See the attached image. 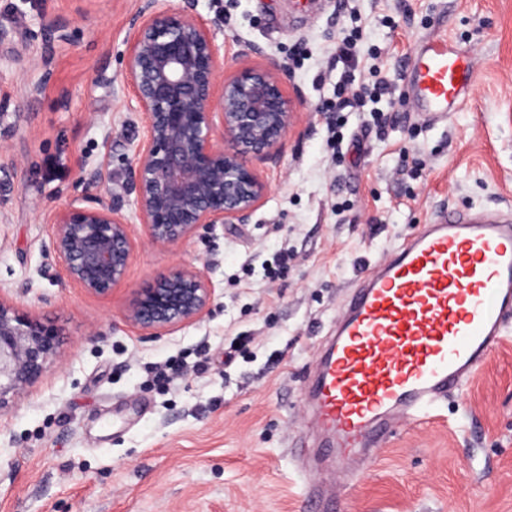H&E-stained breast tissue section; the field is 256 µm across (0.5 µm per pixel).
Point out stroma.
I'll return each instance as SVG.
<instances>
[{"label":"stroma","instance_id":"stroma-1","mask_svg":"<svg viewBox=\"0 0 512 512\" xmlns=\"http://www.w3.org/2000/svg\"><path fill=\"white\" fill-rule=\"evenodd\" d=\"M70 23L39 100L43 3ZM220 19L224 71L270 63L295 103L278 152L255 156L268 191L246 223L153 245L129 185L145 140L124 79L140 0H0L25 58H0V301L51 327L57 352L0 408V512H317L305 464L320 453L303 399L319 340L357 279L444 208L512 210V0H166ZM363 30L356 85L404 73L421 39L447 37L476 65L457 112L429 125L405 81L326 129L342 29ZM256 47L243 57L242 44ZM24 111H17V104ZM112 195L130 263L109 295L69 281L54 217ZM294 259L276 280L262 262ZM178 267L213 296L195 323L158 336L129 325L138 288ZM249 352L224 364L225 341ZM203 366L166 383L148 368ZM332 512H512V332L466 391L399 423Z\"/></svg>","mask_w":512,"mask_h":512}]
</instances>
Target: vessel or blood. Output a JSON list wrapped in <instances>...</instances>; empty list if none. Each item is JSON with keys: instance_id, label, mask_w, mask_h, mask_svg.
I'll list each match as a JSON object with an SVG mask.
<instances>
[{"instance_id": "obj_1", "label": "vessel or blood", "mask_w": 512, "mask_h": 512, "mask_svg": "<svg viewBox=\"0 0 512 512\" xmlns=\"http://www.w3.org/2000/svg\"><path fill=\"white\" fill-rule=\"evenodd\" d=\"M475 70L447 40L422 42L406 80L418 110L460 108ZM512 324V220L452 213L422 227L358 280L306 388L338 472L396 424L463 389Z\"/></svg>"}]
</instances>
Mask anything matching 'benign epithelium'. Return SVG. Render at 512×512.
<instances>
[{
  "label": "benign epithelium",
  "mask_w": 512,
  "mask_h": 512,
  "mask_svg": "<svg viewBox=\"0 0 512 512\" xmlns=\"http://www.w3.org/2000/svg\"><path fill=\"white\" fill-rule=\"evenodd\" d=\"M212 26L193 10L165 7L162 0H143L131 21L125 80L146 126L131 182L142 224L151 242L164 248L202 226L249 218L267 191L249 156L276 153L294 112L277 65L243 67L220 78L224 55ZM0 54L22 60L13 32L2 27ZM52 54L49 44L42 77L25 88V100L36 99L52 78ZM54 224L52 250L67 278L91 294H109L131 258L121 208L110 197L76 199ZM211 296L198 271L178 268L138 289L124 319L157 334L199 320ZM55 349L52 329L0 302V408L41 376Z\"/></svg>",
  "instance_id": "obj_1"
}]
</instances>
